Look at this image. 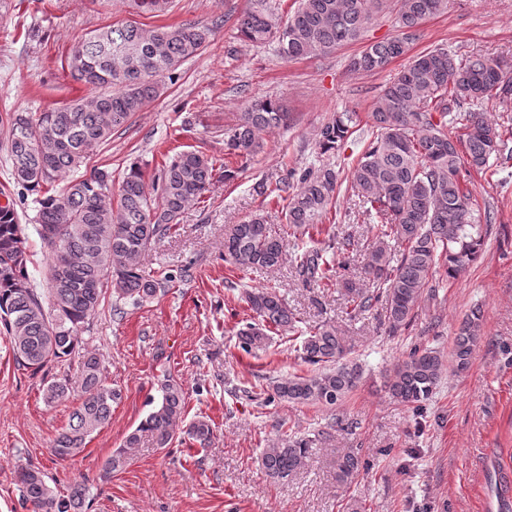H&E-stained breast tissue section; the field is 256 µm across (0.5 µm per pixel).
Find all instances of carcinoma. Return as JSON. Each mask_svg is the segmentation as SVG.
<instances>
[{"label": "carcinoma", "mask_w": 512, "mask_h": 512, "mask_svg": "<svg viewBox=\"0 0 512 512\" xmlns=\"http://www.w3.org/2000/svg\"><path fill=\"white\" fill-rule=\"evenodd\" d=\"M384 0H298L283 21L267 10L248 12L238 22L243 41L252 45L277 42L286 59L325 54L360 40ZM448 8V0H398L399 34L368 45L350 61L357 73L385 69L405 54L418 37L421 24ZM213 28L198 23L144 28L136 23L110 25L89 33L73 49L71 77L96 91L89 98L33 116L7 115V153L14 183L37 194V232L50 252L48 294L44 304L28 272L26 227L20 224L13 200L0 204V329L9 339L18 366L33 373L55 361L77 355L76 375L51 382L44 399L52 404L75 397L68 424L52 440L60 460L76 457L88 440L111 419L119 390L102 378L99 357L84 350L80 331L95 313L107 283L116 301L140 306L165 293L173 276L157 278L143 266L145 255L169 237L179 217L207 191L214 165L205 155L184 151L163 168L153 191L142 170L133 166L123 175L118 193L112 191V172L95 168L70 182L61 193L53 184L78 170L90 148L112 137L157 98L163 79L180 63L206 48ZM512 100V73L493 58L456 57L443 45L430 48L405 65L379 94L367 113L362 152L349 168L350 188L369 216L371 242L359 279H342L337 269L355 245L352 236L332 235L325 248L296 246L293 271L299 281L319 288L333 285L347 296L345 314L358 319L377 303L385 304V324L395 335L409 327L424 294L435 295L429 281L439 268L454 278L478 256L496 220L497 209L475 203L459 178V146L467 163L491 176L498 169L490 159H512V130L487 120L479 106L488 100ZM284 108L270 99H254L236 123L224 132L229 155L248 158L262 146V133L288 124ZM360 122L354 112H341L319 130L320 153H333ZM340 172L322 166L309 169L299 186L288 179L276 184L285 202L288 230H310L331 207ZM284 256V239L257 214L241 224L224 227V262L242 271H273ZM261 322L293 329L297 316L272 286L246 293ZM483 316L473 309L455 334L452 362L457 371L468 368L483 339ZM245 348L261 346L262 329L239 331ZM351 345L334 324L324 322L305 331L304 361L317 370L304 376L271 381L269 399L292 404L334 406L360 380V367L348 360ZM447 369L432 348H414L386 375L389 396L421 409ZM161 402L129 433L122 448L108 460L106 473L133 460L144 435L158 448L173 441L182 422L185 395L180 384L165 378ZM200 446L212 436L208 421L188 428ZM313 440L306 436L283 439L263 451L266 474L285 482L305 468ZM366 468L358 451L336 459L335 478L352 484ZM16 482L30 512H84L86 489L75 484L66 495L55 492L40 468L27 465Z\"/></svg>", "instance_id": "obj_1"}]
</instances>
